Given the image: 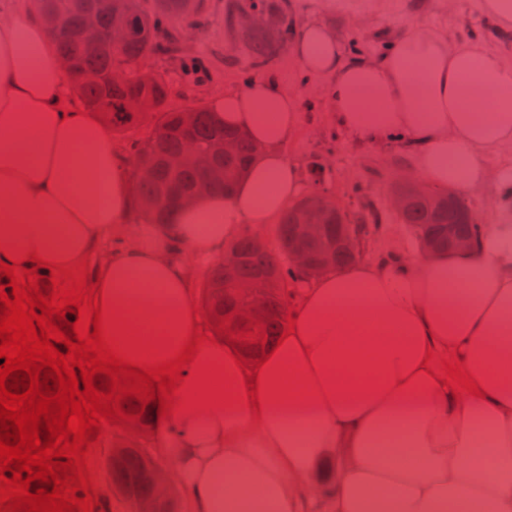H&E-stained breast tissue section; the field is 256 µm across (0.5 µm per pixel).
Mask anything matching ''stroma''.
<instances>
[{
	"label": "stroma",
	"mask_w": 512,
	"mask_h": 512,
	"mask_svg": "<svg viewBox=\"0 0 512 512\" xmlns=\"http://www.w3.org/2000/svg\"><path fill=\"white\" fill-rule=\"evenodd\" d=\"M202 2L203 11L194 25L182 30L178 58L150 54L142 62L145 69L168 83L169 106H207L217 94L252 84L273 85L295 96L299 129L284 145L283 154L300 172V195L320 186L337 195L351 211L358 210L360 196H367L382 211L383 229L364 241V256L380 257L384 242L402 231L396 216L386 208L385 188L388 177L407 172L405 143L358 139L345 132L336 122L330 78L307 76L288 49L276 53L264 66H253L248 45L228 32L224 24L227 0ZM296 2L287 0L296 24L311 19L329 23L344 44H357L361 55L367 57L374 56L383 41L394 40L418 21L445 31L449 41H479L512 58V29L500 31L485 22L475 0H389L388 10L342 16L320 9L319 0H306L308 8L304 11ZM182 58L204 60L206 76L197 80L183 74L178 68ZM484 164L489 172L487 182L477 189L461 190L460 197L478 223L493 224L499 214L498 177L503 168L512 165V147L487 155Z\"/></svg>",
	"instance_id": "stroma-1"
}]
</instances>
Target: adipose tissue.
I'll return each mask as SVG.
<instances>
[{
  "label": "adipose tissue",
  "instance_id": "ef3b65f1",
  "mask_svg": "<svg viewBox=\"0 0 512 512\" xmlns=\"http://www.w3.org/2000/svg\"><path fill=\"white\" fill-rule=\"evenodd\" d=\"M302 67L329 77L336 118L372 140L401 133L411 170L438 188H478L483 159L512 144V61L411 27L377 59L351 58L323 23L295 36ZM215 118L260 151L232 194L213 191L141 225L102 267L104 297L138 326L182 344L194 316L186 263L223 257L242 225L275 222L300 189L281 148L296 99L259 84L213 99ZM131 206L112 129L64 90L58 56L18 0H0V251L57 265L82 261ZM470 250L416 260H360L294 275V331L264 368H236L235 344L199 351L260 407L198 410L163 420L161 447L189 512H512V206ZM458 359L476 392L453 395L441 364Z\"/></svg>",
  "mask_w": 512,
  "mask_h": 512
}]
</instances>
